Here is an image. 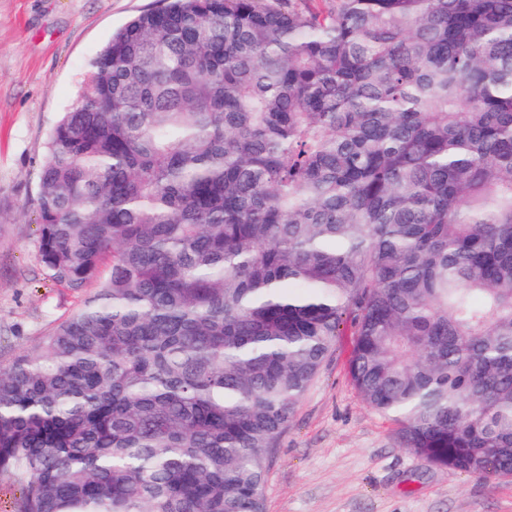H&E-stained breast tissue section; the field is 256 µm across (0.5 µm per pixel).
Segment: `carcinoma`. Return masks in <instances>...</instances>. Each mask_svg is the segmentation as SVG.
<instances>
[{
  "mask_svg": "<svg viewBox=\"0 0 512 512\" xmlns=\"http://www.w3.org/2000/svg\"><path fill=\"white\" fill-rule=\"evenodd\" d=\"M53 282L0 368L21 512H265L343 326L431 463L512 476V0H166L48 139Z\"/></svg>",
  "mask_w": 512,
  "mask_h": 512,
  "instance_id": "1",
  "label": "carcinoma"
}]
</instances>
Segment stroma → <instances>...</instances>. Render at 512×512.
Segmentation results:
<instances>
[{
    "mask_svg": "<svg viewBox=\"0 0 512 512\" xmlns=\"http://www.w3.org/2000/svg\"><path fill=\"white\" fill-rule=\"evenodd\" d=\"M163 0H0V367L38 350L86 297L46 278L33 204L48 136L113 32ZM343 333L298 403L266 477V512H512V476L486 480L402 447L354 389Z\"/></svg>",
    "mask_w": 512,
    "mask_h": 512,
    "instance_id": "35a3bbf8",
    "label": "stroma"
}]
</instances>
